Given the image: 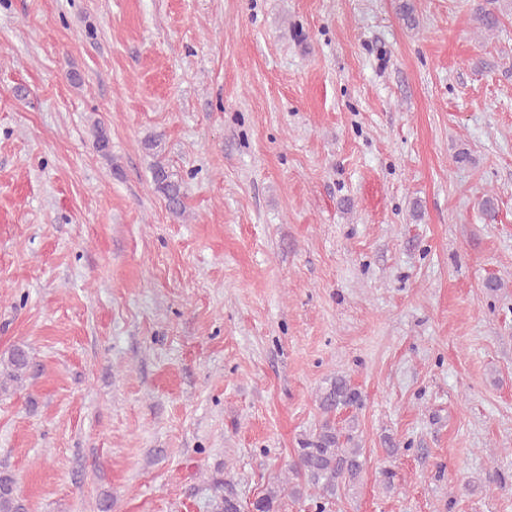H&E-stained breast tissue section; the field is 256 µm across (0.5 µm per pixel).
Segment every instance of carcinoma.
I'll return each instance as SVG.
<instances>
[{
	"instance_id": "1",
	"label": "carcinoma",
	"mask_w": 512,
	"mask_h": 512,
	"mask_svg": "<svg viewBox=\"0 0 512 512\" xmlns=\"http://www.w3.org/2000/svg\"><path fill=\"white\" fill-rule=\"evenodd\" d=\"M476 21L481 29L493 31L501 24L500 14L486 6H477ZM154 191L163 199L167 210L184 214L186 197L179 180L161 161L151 168ZM32 368V356L24 345H15L6 357H0V391L7 383L23 381ZM322 421L299 442L286 464L288 477L268 485L250 502L249 512H282L283 499L299 500L306 488L314 491L319 512H327L341 492L356 487L364 470L363 449L356 441L355 423L341 426L335 421L337 412L357 408L362 404L361 392L342 374L334 376L329 386L317 396ZM0 512H25V505L17 493L15 477L0 471ZM212 512H242V504L232 484L224 481V492H216Z\"/></svg>"
}]
</instances>
